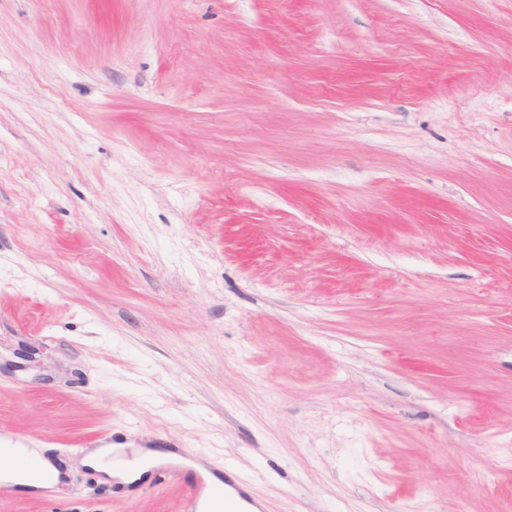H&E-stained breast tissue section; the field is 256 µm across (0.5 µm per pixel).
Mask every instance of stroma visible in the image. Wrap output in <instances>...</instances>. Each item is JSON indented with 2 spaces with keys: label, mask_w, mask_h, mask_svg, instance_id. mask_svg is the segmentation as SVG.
Instances as JSON below:
<instances>
[{
  "label": "stroma",
  "mask_w": 512,
  "mask_h": 512,
  "mask_svg": "<svg viewBox=\"0 0 512 512\" xmlns=\"http://www.w3.org/2000/svg\"><path fill=\"white\" fill-rule=\"evenodd\" d=\"M15 445L0 512H512V0H0ZM23 459L40 461L43 465L39 473L19 468ZM0 480L26 492H39L55 486L60 480V471L42 459L39 448H0ZM125 448H92L85 457V463L96 471L104 473L108 478H115L122 484L139 481L148 470L161 462H175L174 456H159L147 448H132V459L112 461V454L126 456ZM122 451V452H121ZM194 470L198 475L203 477L208 486V494L206 498H211L215 494L224 495V505L221 507L213 508L206 504V510L210 512H250L244 509L241 501H245L252 504L248 498L246 488L248 487V481L245 477H242L232 470L224 467V483L214 474L210 473L203 465H194ZM226 487L232 489L236 496L231 494Z\"/></svg>",
  "instance_id": "stroma-1"
}]
</instances>
